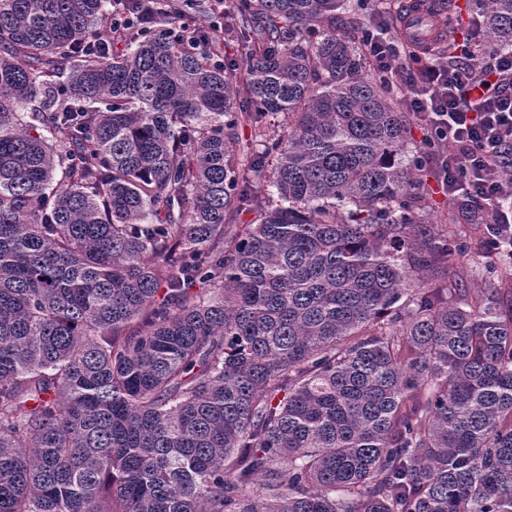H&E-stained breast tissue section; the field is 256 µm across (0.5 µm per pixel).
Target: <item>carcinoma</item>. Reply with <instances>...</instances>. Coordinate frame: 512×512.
<instances>
[{
    "label": "carcinoma",
    "mask_w": 512,
    "mask_h": 512,
    "mask_svg": "<svg viewBox=\"0 0 512 512\" xmlns=\"http://www.w3.org/2000/svg\"><path fill=\"white\" fill-rule=\"evenodd\" d=\"M349 7L170 0L106 50L108 0H0V512H512V272L426 220ZM448 275L453 279H459L463 288H486L487 275L480 264L472 262H454L448 267Z\"/></svg>",
    "instance_id": "1"
}]
</instances>
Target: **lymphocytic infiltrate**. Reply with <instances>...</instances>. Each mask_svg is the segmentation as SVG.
I'll return each instance as SVG.
<instances>
[{
    "label": "lymphocytic infiltrate",
    "instance_id": "f902f5d3",
    "mask_svg": "<svg viewBox=\"0 0 512 512\" xmlns=\"http://www.w3.org/2000/svg\"><path fill=\"white\" fill-rule=\"evenodd\" d=\"M403 81L408 110L425 114L455 147L441 168L449 196L464 195L475 208L492 212L494 245L512 261V217L503 205L512 187L502 180L503 169L512 167V51L479 66L428 63Z\"/></svg>",
    "mask_w": 512,
    "mask_h": 512
}]
</instances>
